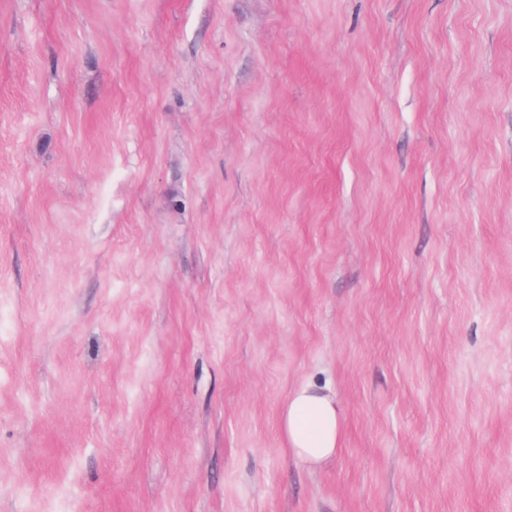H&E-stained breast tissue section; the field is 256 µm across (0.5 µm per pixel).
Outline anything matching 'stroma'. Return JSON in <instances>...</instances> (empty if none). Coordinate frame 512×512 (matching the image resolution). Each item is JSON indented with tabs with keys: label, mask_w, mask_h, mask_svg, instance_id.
<instances>
[{
	"label": "stroma",
	"mask_w": 512,
	"mask_h": 512,
	"mask_svg": "<svg viewBox=\"0 0 512 512\" xmlns=\"http://www.w3.org/2000/svg\"><path fill=\"white\" fill-rule=\"evenodd\" d=\"M0 512H512V0H0ZM282 429L295 457L316 466L330 462L341 439L335 395L326 387L303 384L288 399Z\"/></svg>",
	"instance_id": "obj_1"
}]
</instances>
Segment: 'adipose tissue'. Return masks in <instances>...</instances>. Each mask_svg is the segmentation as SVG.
<instances>
[{"label": "adipose tissue", "mask_w": 512, "mask_h": 512, "mask_svg": "<svg viewBox=\"0 0 512 512\" xmlns=\"http://www.w3.org/2000/svg\"><path fill=\"white\" fill-rule=\"evenodd\" d=\"M282 429L295 457L316 466L330 462L341 439L335 395L316 384L300 386L284 409Z\"/></svg>", "instance_id": "adipose-tissue-1"}]
</instances>
